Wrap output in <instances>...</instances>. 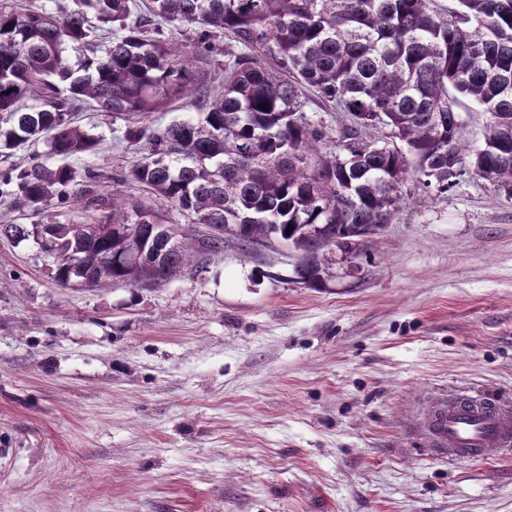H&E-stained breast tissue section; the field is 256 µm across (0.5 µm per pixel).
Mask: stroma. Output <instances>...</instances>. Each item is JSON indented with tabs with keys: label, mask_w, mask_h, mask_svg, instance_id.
Segmentation results:
<instances>
[{
	"label": "stroma",
	"mask_w": 512,
	"mask_h": 512,
	"mask_svg": "<svg viewBox=\"0 0 512 512\" xmlns=\"http://www.w3.org/2000/svg\"><path fill=\"white\" fill-rule=\"evenodd\" d=\"M76 168L124 175L123 121ZM414 198L350 276L234 243L153 287L64 288L0 236V512H512V454L451 460L420 428L512 398V198Z\"/></svg>",
	"instance_id": "35a3bbf8"
}]
</instances>
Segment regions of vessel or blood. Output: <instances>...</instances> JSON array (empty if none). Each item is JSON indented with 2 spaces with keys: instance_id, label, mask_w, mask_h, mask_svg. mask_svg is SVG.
<instances>
[{
  "instance_id": "vessel-or-blood-1",
  "label": "vessel or blood",
  "mask_w": 512,
  "mask_h": 512,
  "mask_svg": "<svg viewBox=\"0 0 512 512\" xmlns=\"http://www.w3.org/2000/svg\"><path fill=\"white\" fill-rule=\"evenodd\" d=\"M429 446L452 458L493 459L512 447V401L452 396L440 401L423 425Z\"/></svg>"
}]
</instances>
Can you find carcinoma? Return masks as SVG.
Wrapping results in <instances>:
<instances>
[{
    "mask_svg": "<svg viewBox=\"0 0 512 512\" xmlns=\"http://www.w3.org/2000/svg\"><path fill=\"white\" fill-rule=\"evenodd\" d=\"M455 2L0 0V155L44 146L0 171V207L30 220L0 235L33 240L57 283L82 288L159 285L229 241L248 257L274 238L316 287L339 241L358 258L395 223L411 179L439 194L484 180L512 198V0ZM174 22L190 26L180 46ZM197 55L224 57L221 82L199 79ZM308 91L345 118L336 137L307 115ZM461 96L487 116L476 147ZM181 100L195 115L147 134ZM88 106L128 122L146 198L104 195V174L64 163L99 144L77 121ZM57 205L80 219L46 216ZM175 212L201 233L174 230Z\"/></svg>",
    "mask_w": 512,
    "mask_h": 512,
    "instance_id": "cac0c4a2",
    "label": "carcinoma"
}]
</instances>
